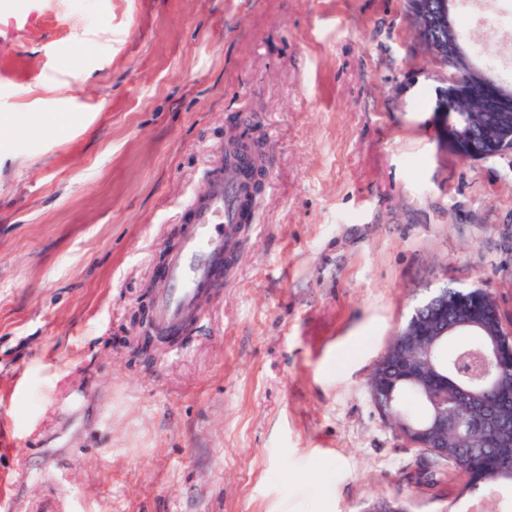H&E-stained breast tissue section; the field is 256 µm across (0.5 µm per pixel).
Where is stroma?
Segmentation results:
<instances>
[{"mask_svg":"<svg viewBox=\"0 0 512 512\" xmlns=\"http://www.w3.org/2000/svg\"><path fill=\"white\" fill-rule=\"evenodd\" d=\"M509 10L457 21L509 58ZM445 85L406 0H0V512H478L368 390L435 289L512 330V154L448 151ZM243 127L272 187L192 330L136 356Z\"/></svg>","mask_w":512,"mask_h":512,"instance_id":"35a3bbf8","label":"stroma"}]
</instances>
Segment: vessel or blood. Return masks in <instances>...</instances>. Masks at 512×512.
<instances>
[{"mask_svg": "<svg viewBox=\"0 0 512 512\" xmlns=\"http://www.w3.org/2000/svg\"><path fill=\"white\" fill-rule=\"evenodd\" d=\"M237 177L213 173L205 192L185 209V230L179 245L158 276L154 297L158 326L175 333L210 294L230 256L228 245L241 218L242 196Z\"/></svg>", "mask_w": 512, "mask_h": 512, "instance_id": "obj_1", "label": "vessel or blood"}]
</instances>
